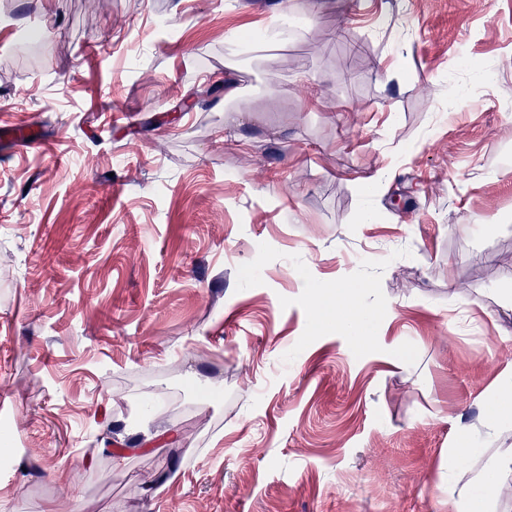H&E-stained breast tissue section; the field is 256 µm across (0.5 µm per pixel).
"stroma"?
Wrapping results in <instances>:
<instances>
[{
    "label": "stroma",
    "mask_w": 512,
    "mask_h": 512,
    "mask_svg": "<svg viewBox=\"0 0 512 512\" xmlns=\"http://www.w3.org/2000/svg\"><path fill=\"white\" fill-rule=\"evenodd\" d=\"M3 124L0 512H448L512 453V0H0ZM472 448H452L448 451V512H485L486 503L501 495L502 484L498 481V471H512V455L500 458L493 469L487 472L474 485L460 481L471 459Z\"/></svg>",
    "instance_id": "35a3bbf8"
}]
</instances>
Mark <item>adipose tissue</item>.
<instances>
[{
    "mask_svg": "<svg viewBox=\"0 0 512 512\" xmlns=\"http://www.w3.org/2000/svg\"><path fill=\"white\" fill-rule=\"evenodd\" d=\"M473 454L469 448L448 451V512H486L487 502L502 491L498 472L512 471V455L500 458L494 470L487 472L476 484L463 483L467 461Z\"/></svg>",
    "mask_w": 512,
    "mask_h": 512,
    "instance_id": "ef3b65f1",
    "label": "adipose tissue"
}]
</instances>
